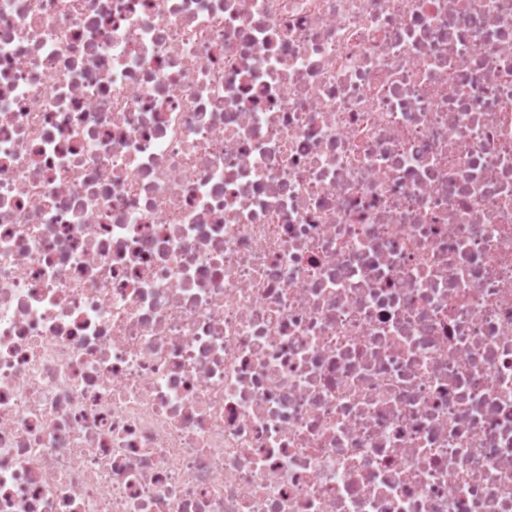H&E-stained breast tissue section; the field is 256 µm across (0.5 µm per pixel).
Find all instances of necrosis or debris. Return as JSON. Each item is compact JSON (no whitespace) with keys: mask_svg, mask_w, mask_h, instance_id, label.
<instances>
[{"mask_svg":"<svg viewBox=\"0 0 512 512\" xmlns=\"http://www.w3.org/2000/svg\"><path fill=\"white\" fill-rule=\"evenodd\" d=\"M0 512H512V0H0Z\"/></svg>","mask_w":512,"mask_h":512,"instance_id":"1","label":"necrosis or debris"}]
</instances>
